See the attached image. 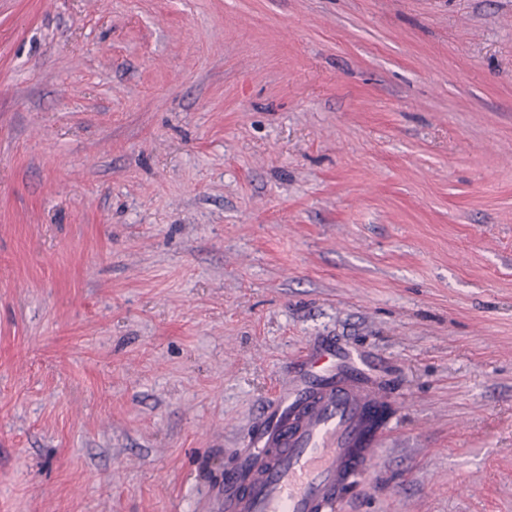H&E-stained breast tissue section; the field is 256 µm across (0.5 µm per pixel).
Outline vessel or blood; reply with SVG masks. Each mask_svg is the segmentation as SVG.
I'll return each instance as SVG.
<instances>
[{
  "mask_svg": "<svg viewBox=\"0 0 512 512\" xmlns=\"http://www.w3.org/2000/svg\"><path fill=\"white\" fill-rule=\"evenodd\" d=\"M353 350L325 345L298 362L295 389L268 415L224 472L218 512H335L366 476L381 432V403Z\"/></svg>",
  "mask_w": 512,
  "mask_h": 512,
  "instance_id": "b4317fda",
  "label": "vessel or blood"
}]
</instances>
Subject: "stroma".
<instances>
[{
    "instance_id": "stroma-1",
    "label": "stroma",
    "mask_w": 512,
    "mask_h": 512,
    "mask_svg": "<svg viewBox=\"0 0 512 512\" xmlns=\"http://www.w3.org/2000/svg\"><path fill=\"white\" fill-rule=\"evenodd\" d=\"M325 342L341 512H512V0H0V512H211Z\"/></svg>"
}]
</instances>
